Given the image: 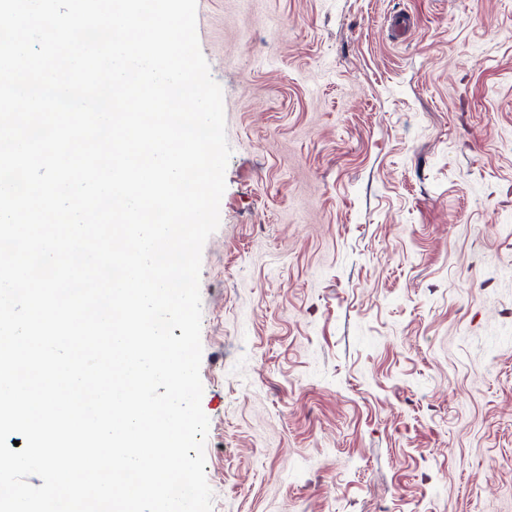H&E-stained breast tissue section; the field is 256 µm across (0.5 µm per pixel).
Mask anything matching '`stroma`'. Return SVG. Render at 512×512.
Here are the masks:
<instances>
[{"mask_svg":"<svg viewBox=\"0 0 512 512\" xmlns=\"http://www.w3.org/2000/svg\"><path fill=\"white\" fill-rule=\"evenodd\" d=\"M212 512H512V0H197Z\"/></svg>","mask_w":512,"mask_h":512,"instance_id":"stroma-1","label":"stroma"}]
</instances>
